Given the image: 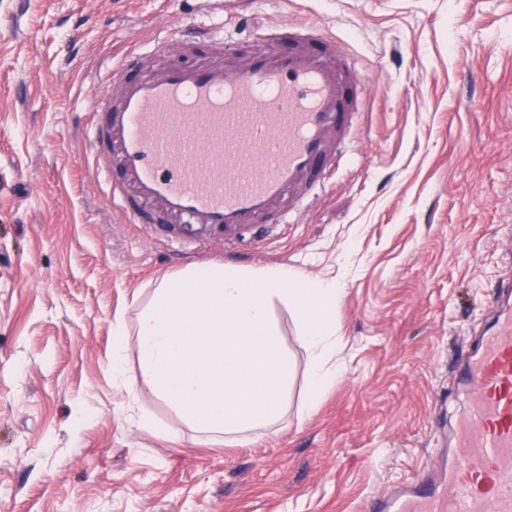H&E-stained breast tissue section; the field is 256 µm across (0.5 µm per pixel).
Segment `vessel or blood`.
Segmentation results:
<instances>
[{
	"mask_svg": "<svg viewBox=\"0 0 512 512\" xmlns=\"http://www.w3.org/2000/svg\"><path fill=\"white\" fill-rule=\"evenodd\" d=\"M198 40L206 57L191 63L161 36L129 50L83 132L125 223L173 246L220 234L235 249L318 199L361 130L364 84L307 23L259 30L238 65L222 62L232 40ZM158 55L160 71H148ZM504 286L460 373L456 448L436 449L434 464L365 512H512V281Z\"/></svg>",
	"mask_w": 512,
	"mask_h": 512,
	"instance_id": "obj_1",
	"label": "vessel or blood"
}]
</instances>
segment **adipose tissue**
<instances>
[{
  "instance_id": "obj_1",
  "label": "adipose tissue",
  "mask_w": 512,
  "mask_h": 512,
  "mask_svg": "<svg viewBox=\"0 0 512 512\" xmlns=\"http://www.w3.org/2000/svg\"><path fill=\"white\" fill-rule=\"evenodd\" d=\"M343 290L288 265L193 263L156 281L136 318L143 383L202 437H264L280 419L295 364L272 321L291 312L307 356L301 411L313 414L344 371L334 311Z\"/></svg>"
}]
</instances>
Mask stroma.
Listing matches in <instances>:
<instances>
[{
    "instance_id": "35a3bbf8",
    "label": "stroma",
    "mask_w": 512,
    "mask_h": 512,
    "mask_svg": "<svg viewBox=\"0 0 512 512\" xmlns=\"http://www.w3.org/2000/svg\"><path fill=\"white\" fill-rule=\"evenodd\" d=\"M336 40L365 82L363 132L322 202L257 248L179 250L125 223L81 138L133 45L204 23L246 55L288 19ZM512 0H0V512H363L432 464L440 398L498 281L512 277ZM287 264L342 280L345 376L278 433L202 443L110 374L152 282L192 263ZM144 409L152 427L139 424ZM112 334L113 343L115 346V351L112 355V379L115 384L120 385L126 382L124 376L125 359L123 352L127 345V335L124 324L121 321H118L114 325Z\"/></svg>"
}]
</instances>
